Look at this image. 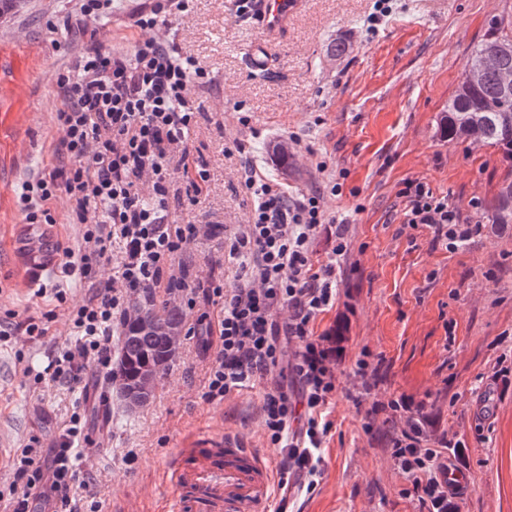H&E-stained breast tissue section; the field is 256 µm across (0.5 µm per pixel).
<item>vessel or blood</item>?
<instances>
[{"label":"vessel or blood","instance_id":"b4317fda","mask_svg":"<svg viewBox=\"0 0 512 512\" xmlns=\"http://www.w3.org/2000/svg\"><path fill=\"white\" fill-rule=\"evenodd\" d=\"M297 0H264L261 22L279 29ZM24 258L32 273L53 260L47 225L27 228ZM174 496L170 512H270L273 474L254 449L238 439L204 438L179 449L169 464Z\"/></svg>","mask_w":512,"mask_h":512}]
</instances>
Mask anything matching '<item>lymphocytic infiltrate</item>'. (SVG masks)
Returning <instances> with one entry per match:
<instances>
[{
	"label": "lymphocytic infiltrate",
	"mask_w": 512,
	"mask_h": 512,
	"mask_svg": "<svg viewBox=\"0 0 512 512\" xmlns=\"http://www.w3.org/2000/svg\"><path fill=\"white\" fill-rule=\"evenodd\" d=\"M193 6L194 0H152L135 17L141 39L123 54L98 37L112 0H80L89 43L57 77L64 106L55 114L60 138L54 160L22 183L18 197L26 223H54V204L62 196L71 223L83 227L79 265L88 288L72 312L75 342L61 346L46 368L53 385L78 382L90 364L109 365L112 327L126 317L127 298L173 276L177 256L201 233V225L177 222L168 198L177 175L194 198L209 191L208 164L190 148L189 137L197 123L196 93L213 79L160 34L169 17ZM244 185L251 210L230 249L239 261L233 287L212 279L203 290L188 289L186 297L188 306L200 296L208 306L203 318L215 350L204 400L221 401L265 383L261 423L280 450L277 485L285 491L295 475L315 484L318 450L331 429L326 408L336 390V357L314 324L336 301V264L312 263V244L328 221L323 193L292 196L253 169ZM402 195L406 224L430 230L446 250H458L481 231L423 183L407 182ZM116 241L122 245L118 275L100 279ZM300 404L308 417L294 430L290 421ZM85 425L75 413L50 447L36 438L23 445L7 489L0 490V512H83L71 458L87 441ZM389 453L428 512H448L441 450L413 427L391 438Z\"/></svg>",
	"instance_id": "f902f5d3"
}]
</instances>
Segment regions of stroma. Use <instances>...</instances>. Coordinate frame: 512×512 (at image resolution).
Segmentation results:
<instances>
[{"label": "stroma", "instance_id": "35a3bbf8", "mask_svg": "<svg viewBox=\"0 0 512 512\" xmlns=\"http://www.w3.org/2000/svg\"><path fill=\"white\" fill-rule=\"evenodd\" d=\"M144 0H115L108 48L133 51L139 31L131 15ZM373 23L376 0H298L285 26L267 35L235 0H196L171 18L182 52L215 78L199 93L191 138L208 163L210 191L192 202L175 180L169 207L179 223L206 226L175 265L184 287L208 277L232 287L237 269L229 237L246 223L248 169L290 193L324 194L333 223L313 244L327 262L336 227H348L349 251L337 270L334 306L317 319L336 353L333 423L320 449L314 489L295 487L290 512H426L406 495L407 482L386 451L407 422L468 473L466 495L448 512H512V224H491L485 208L512 180L498 152L470 140L447 141L440 120L464 65L489 21L512 14V0H391ZM79 0H14L0 7V323L11 314L48 319L47 335L0 344V485L29 438L48 445L73 413L87 417L90 443L75 457L76 473L97 476L80 488L86 512H168L174 495L164 476L169 459L203 437L229 435L260 452L269 467L279 454L261 427L263 386L206 402L208 360L189 334L204 302L186 309L182 289L158 288L183 309L176 355L151 403L127 413L96 367L78 383H35L67 343L65 315L85 296L79 274L52 265L36 295L21 244L25 223L16 197L23 181L53 160L62 106L57 75L87 45L74 28ZM259 55L263 68L250 59ZM246 146L235 151L236 143ZM325 171H318V164ZM447 197L464 222L481 225L470 244L448 252L428 230L404 223L406 182ZM64 290L58 303L55 290ZM376 376L356 372L359 359ZM401 399L405 410L370 415L375 401Z\"/></svg>", "mask_w": 512, "mask_h": 512}]
</instances>
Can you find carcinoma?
I'll return each mask as SVG.
<instances>
[{"label":"carcinoma","instance_id":"1","mask_svg":"<svg viewBox=\"0 0 512 512\" xmlns=\"http://www.w3.org/2000/svg\"><path fill=\"white\" fill-rule=\"evenodd\" d=\"M512 73V18L494 17L483 39L468 57L461 83L448 99L441 119V133L450 141L470 137L496 148L503 162L512 166V91L505 90L502 74ZM490 224H512V182L499 189L487 210ZM131 310L150 322L145 327L125 319L118 336L116 371L111 383L117 396L149 367L165 372L174 352L165 336L178 331L182 311L158 305L153 291L135 298Z\"/></svg>","mask_w":512,"mask_h":512}]
</instances>
